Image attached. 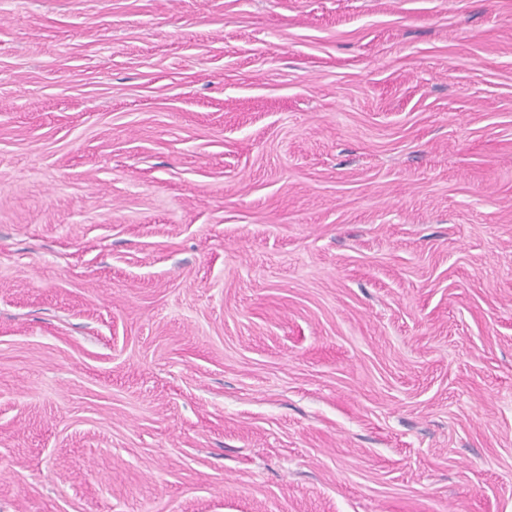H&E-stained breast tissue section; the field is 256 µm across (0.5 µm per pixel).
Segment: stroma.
I'll use <instances>...</instances> for the list:
<instances>
[{
  "label": "stroma",
  "instance_id": "stroma-1",
  "mask_svg": "<svg viewBox=\"0 0 512 512\" xmlns=\"http://www.w3.org/2000/svg\"><path fill=\"white\" fill-rule=\"evenodd\" d=\"M0 512H512V0H0Z\"/></svg>",
  "mask_w": 512,
  "mask_h": 512
}]
</instances>
